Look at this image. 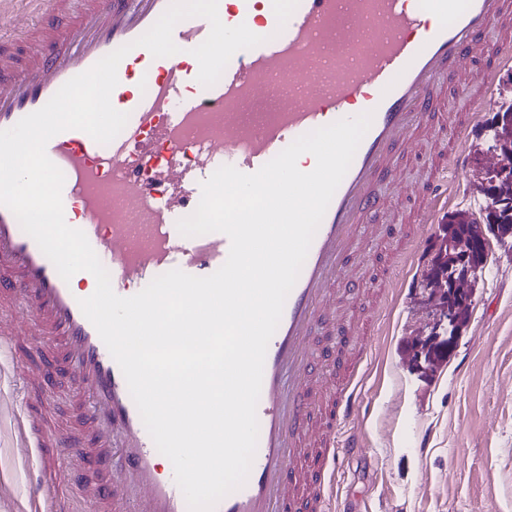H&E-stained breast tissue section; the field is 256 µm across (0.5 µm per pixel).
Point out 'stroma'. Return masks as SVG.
Segmentation results:
<instances>
[{
  "mask_svg": "<svg viewBox=\"0 0 512 512\" xmlns=\"http://www.w3.org/2000/svg\"><path fill=\"white\" fill-rule=\"evenodd\" d=\"M492 96L493 110L478 113L463 134L442 133L466 164L429 222H420L404 198L425 168L403 162L404 186L388 189L415 240L364 245L345 267V276L360 277L362 286L359 303L345 306L342 316L369 319L371 333L336 346L349 362L359 347L369 351L361 388L366 414L355 430L361 447L336 472L341 512H512V236L487 227L484 194L499 154L493 118L512 99V65L497 73ZM460 214L484 225L487 253L468 283L467 318L453 323L429 277ZM431 338L454 345L430 365L415 354ZM14 397L10 383L0 381V512L27 506L29 469L13 427ZM35 397L40 424L75 429L67 376Z\"/></svg>",
  "mask_w": 512,
  "mask_h": 512,
  "instance_id": "1",
  "label": "stroma"
}]
</instances>
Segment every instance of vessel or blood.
Segmentation results:
<instances>
[{
  "mask_svg": "<svg viewBox=\"0 0 512 512\" xmlns=\"http://www.w3.org/2000/svg\"><path fill=\"white\" fill-rule=\"evenodd\" d=\"M171 0H89L66 26L57 20L69 0H0V29L35 47L22 59L0 52V130L41 109L72 77L123 45L113 106L128 113L109 143L66 130L46 146L63 172L64 216L82 230L108 270L114 292L130 297L173 269L205 277L226 261L229 238L213 232L187 237L176 223L192 214L201 184L223 165L252 174L298 137L339 119L372 112V123L334 193L289 292L269 341L257 418L258 444L243 487L213 512H323L336 500L339 459L358 445L343 439L359 415L363 370L350 372L330 412L317 416L321 376L312 367V336L328 341L322 356L336 361L335 338L352 325L336 316L343 297L361 283L343 279L359 242H382L377 217L388 214L380 186L401 178L399 153L438 130L466 129L467 119L445 112L448 93L479 85L474 111L490 109V82L512 64V0H299L279 25L260 0H219L221 21L246 24L263 44L236 52L210 87L197 79L192 54L210 31L201 17L173 30L179 51L156 58L134 41ZM435 178L411 195L432 205L446 197ZM82 271L63 280L14 214L0 206V357L13 356L14 339L30 353L58 351L77 398V421L108 432L119 453L107 483L84 486L96 512H189L162 455L147 432L123 372L83 314L78 301L95 286ZM48 364L26 363L15 381L45 384ZM14 428L26 459L37 460L28 486L29 512H59L60 463L91 466L98 451L65 430L44 431L24 409Z\"/></svg>",
  "mask_w": 512,
  "mask_h": 512,
  "instance_id": "1",
  "label": "vessel or blood"
}]
</instances>
